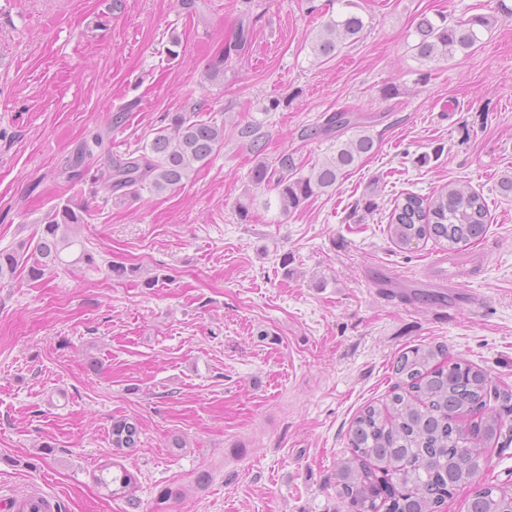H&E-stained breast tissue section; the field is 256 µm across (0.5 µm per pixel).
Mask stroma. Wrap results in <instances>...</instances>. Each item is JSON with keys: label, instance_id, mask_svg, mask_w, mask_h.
I'll list each match as a JSON object with an SVG mask.
<instances>
[{"label": "stroma", "instance_id": "1", "mask_svg": "<svg viewBox=\"0 0 512 512\" xmlns=\"http://www.w3.org/2000/svg\"><path fill=\"white\" fill-rule=\"evenodd\" d=\"M194 2L0 0V249L74 196L94 258L0 284V490L50 512H347L334 475L351 422L388 398L395 358L429 343L500 390L485 477L507 481L512 19L498 5L512 0H359L363 33L323 63L308 44L332 0ZM439 13L493 24L424 65L411 33ZM194 103L224 125L219 154L180 190L116 199L113 161ZM340 111L365 118L375 151L336 190L266 209L259 158L321 163L336 140L318 128ZM94 131L104 149L80 157ZM451 182L488 203L462 252L481 257L473 274L386 231L397 197ZM117 418L138 423L137 447L113 448ZM103 469L133 475L127 496L103 495Z\"/></svg>", "mask_w": 512, "mask_h": 512}]
</instances>
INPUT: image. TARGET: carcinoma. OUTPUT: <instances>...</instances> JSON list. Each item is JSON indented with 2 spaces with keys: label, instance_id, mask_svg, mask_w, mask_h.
I'll return each mask as SVG.
<instances>
[{
  "label": "carcinoma",
  "instance_id": "carcinoma-1",
  "mask_svg": "<svg viewBox=\"0 0 512 512\" xmlns=\"http://www.w3.org/2000/svg\"><path fill=\"white\" fill-rule=\"evenodd\" d=\"M336 15L329 16L311 40V54L329 60L336 49L360 37L366 27L356 0H336ZM491 20L475 15L453 23L447 16H424L416 24L411 50L416 59L431 63L461 50L470 52L480 32ZM199 109L177 112L156 129L140 154L112 167V189L136 194L144 185L157 192L174 191L206 166L224 146V126L196 118ZM348 113L330 116L323 131L356 128ZM375 149L374 138L362 129L336 144L335 153L303 172L294 155L282 153L273 161L259 162L250 173L255 186L274 182V200L266 207L285 213L339 184L341 177L358 166ZM488 204L483 195L450 183L430 198L406 193L397 198L387 224L391 241L405 248L433 240L440 249L455 252L483 237ZM83 223L82 211L66 203L53 207L38 230L17 247L0 249V280L18 271L38 280L44 271L59 265L91 261L85 250L71 261L65 251L77 245L75 229ZM399 391L382 405H366L353 420L351 450L336 463L339 497L351 508L370 504L373 512H438L452 491L471 488L466 512H512V487L480 481L478 450L502 433L499 414L487 409L498 392L489 387L487 374L463 359H452L441 344L416 346L393 364ZM480 412L481 419L466 424L464 418ZM138 425L127 419L112 423V446L137 447ZM99 483L108 495L128 494L133 476L125 469Z\"/></svg>",
  "mask_w": 512,
  "mask_h": 512
}]
</instances>
